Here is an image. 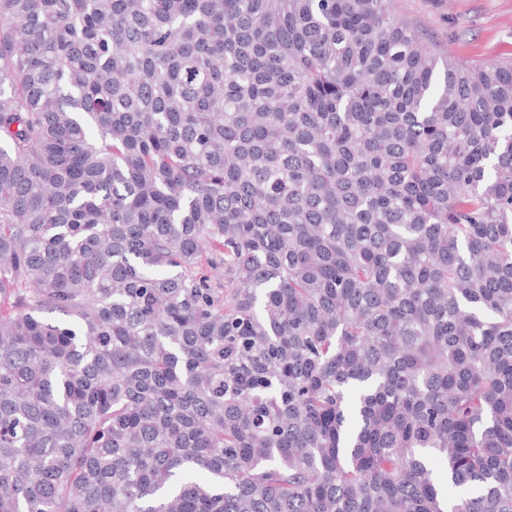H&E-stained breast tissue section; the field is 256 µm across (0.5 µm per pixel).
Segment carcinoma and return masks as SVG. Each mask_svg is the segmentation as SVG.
Here are the masks:
<instances>
[{"label":"carcinoma","mask_w":512,"mask_h":512,"mask_svg":"<svg viewBox=\"0 0 512 512\" xmlns=\"http://www.w3.org/2000/svg\"><path fill=\"white\" fill-rule=\"evenodd\" d=\"M0 512H512V64L0 0Z\"/></svg>","instance_id":"cac0c4a2"}]
</instances>
